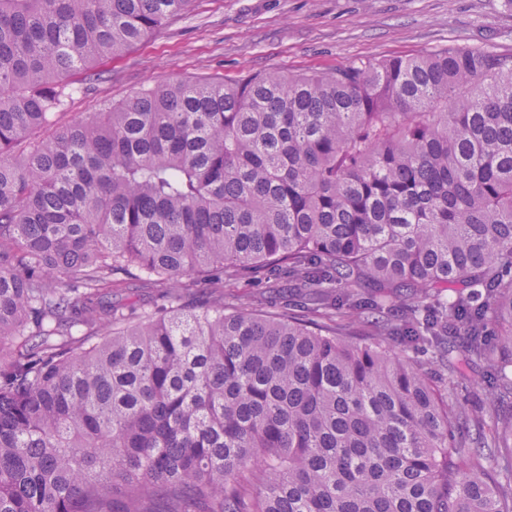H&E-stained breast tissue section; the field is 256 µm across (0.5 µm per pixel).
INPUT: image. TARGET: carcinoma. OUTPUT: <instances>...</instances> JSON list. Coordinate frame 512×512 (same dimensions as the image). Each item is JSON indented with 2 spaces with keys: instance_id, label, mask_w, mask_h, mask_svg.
I'll list each match as a JSON object with an SVG mask.
<instances>
[{
  "instance_id": "cac0c4a2",
  "label": "carcinoma",
  "mask_w": 512,
  "mask_h": 512,
  "mask_svg": "<svg viewBox=\"0 0 512 512\" xmlns=\"http://www.w3.org/2000/svg\"><path fill=\"white\" fill-rule=\"evenodd\" d=\"M192 2L0 0V512H512V54L159 85L58 124L71 72ZM226 268L310 303L191 298ZM459 330L481 411L418 360ZM113 289L118 292L117 298L120 299L122 296L136 305L156 306L163 303L161 288H128L125 285H119ZM466 373L469 376L470 388L467 392H463L461 401L465 402L468 405H478L486 401L488 397V386L483 377L482 368L475 364L471 363L466 366Z\"/></svg>"
}]
</instances>
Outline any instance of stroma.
I'll return each instance as SVG.
<instances>
[{
	"label": "stroma",
	"mask_w": 512,
	"mask_h": 512,
	"mask_svg": "<svg viewBox=\"0 0 512 512\" xmlns=\"http://www.w3.org/2000/svg\"><path fill=\"white\" fill-rule=\"evenodd\" d=\"M512 52V0H194L190 11L116 58L95 61L102 81L75 92L68 124L162 83L255 73L332 71L368 60L453 50ZM225 301L274 315L302 297L286 279H225Z\"/></svg>",
	"instance_id": "35a3bbf8"
}]
</instances>
